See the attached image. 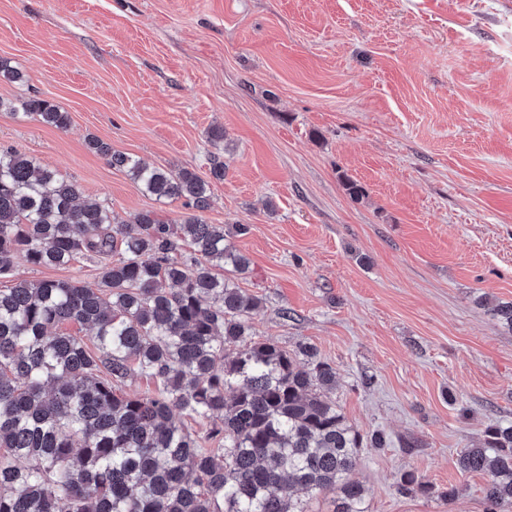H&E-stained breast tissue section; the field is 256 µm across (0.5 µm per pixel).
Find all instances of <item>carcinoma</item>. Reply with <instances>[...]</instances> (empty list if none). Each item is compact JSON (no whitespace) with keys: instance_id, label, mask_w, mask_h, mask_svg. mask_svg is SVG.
I'll return each instance as SVG.
<instances>
[{"instance_id":"1","label":"carcinoma","mask_w":512,"mask_h":512,"mask_svg":"<svg viewBox=\"0 0 512 512\" xmlns=\"http://www.w3.org/2000/svg\"><path fill=\"white\" fill-rule=\"evenodd\" d=\"M20 109L69 126L48 100ZM88 147L148 196L182 199L192 212L120 223L109 205L81 200L76 182L0 147V277L18 257L35 267L100 260L92 284L0 288V512H307L299 491H332L335 512H368L349 474L360 449L384 448L387 437L348 424L333 398L336 368L315 348L255 339L262 300L236 282L248 258L202 216L210 182L94 137ZM65 323L93 336L58 332ZM133 373L156 381V393L123 394ZM177 411L211 422L218 447H201ZM457 464L489 476L486 512H512V426H490ZM398 489L430 491L413 471Z\"/></svg>"}]
</instances>
